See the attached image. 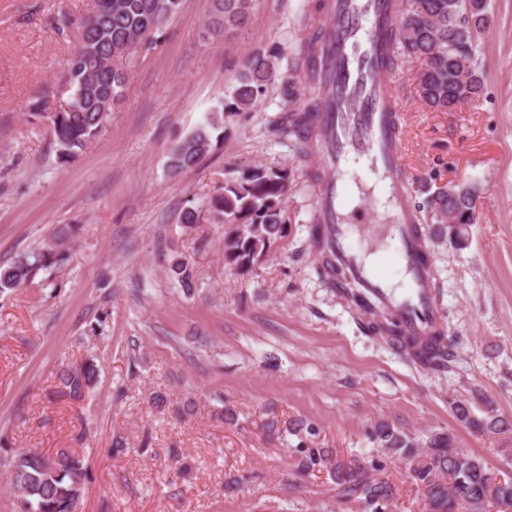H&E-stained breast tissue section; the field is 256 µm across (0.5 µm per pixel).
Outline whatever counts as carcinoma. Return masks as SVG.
<instances>
[{
  "mask_svg": "<svg viewBox=\"0 0 512 512\" xmlns=\"http://www.w3.org/2000/svg\"><path fill=\"white\" fill-rule=\"evenodd\" d=\"M180 0H94L91 17L81 19L79 46L67 61L57 95L62 104L48 112L50 136L63 162L86 150L106 129L114 112L113 104L123 102L128 82V67L108 68V60L131 62L152 44L142 41V30L153 22L154 31L163 29L176 13ZM258 0H210L201 29V38L248 28L256 15ZM490 0H470V9L460 0H406L405 12L393 47L394 59L420 60L419 92L423 101L437 112H451L457 102L474 103L483 90L482 73L477 62V42L489 25ZM331 36L326 30L305 41L287 59L289 77L282 83L288 105L275 121L277 132L288 139L301 158L309 157L313 143V121L334 101L332 88L319 82L313 61L321 42ZM279 74L274 61L256 52L241 64L230 102L211 113L205 124L188 134L172 150L168 168L172 173L195 167L212 149L214 133H224V113L247 112L275 83ZM308 85L309 97L299 101L291 90L293 79ZM290 176L287 171L254 166L241 178L227 180L221 191L211 197L207 210L218 224L229 225L224 235V262L243 274L258 258L270 251L287 235L285 201ZM453 210L467 224L474 223L477 205L469 193L453 200L443 191L434 192L427 202V213L437 224L448 223ZM316 272L322 282L335 288L339 270L314 230ZM70 255L57 243L50 248L23 254L7 265H0V294L19 287L40 269L59 268ZM170 276L192 293L190 263L183 257L169 261ZM393 342L396 326L381 315L365 325ZM411 357L435 372H445L453 358L447 336H436L429 345L416 349ZM99 369L90 358L67 366L57 374L56 396L70 402L88 398L98 380ZM457 419L474 428L495 430L501 421L488 416L476 418L465 403L454 405ZM379 448L390 450L414 463L411 477L431 512H452L456 503L492 499L512 505V480L493 478L485 462L457 447L453 433H432L425 438L406 434L382 424L372 435ZM302 472L325 469L346 497H356L367 512H377L381 504L393 498L386 481L366 475L358 463L335 459L327 448L302 446L295 457ZM10 483L16 491L17 512H78L84 494L87 471L75 448H65L50 457L22 454L12 459Z\"/></svg>",
  "mask_w": 512,
  "mask_h": 512,
  "instance_id": "cac0c4a2",
  "label": "carcinoma"
}]
</instances>
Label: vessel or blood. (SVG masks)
I'll return each instance as SVG.
<instances>
[{
	"label": "vessel or blood",
	"mask_w": 512,
	"mask_h": 512,
	"mask_svg": "<svg viewBox=\"0 0 512 512\" xmlns=\"http://www.w3.org/2000/svg\"><path fill=\"white\" fill-rule=\"evenodd\" d=\"M398 11L399 0H335L332 34L323 42L314 67L336 89L335 108L319 117L327 133L324 162L338 170L349 157L361 158L386 183L396 219L381 225L378 238L394 245L405 290L396 292L377 277L352 243L341 182H325L318 220L332 240L336 265L345 275L336 287L337 294L345 295L353 284L357 287L355 310H390L398 325L397 346L407 350L441 334L444 323L418 215L404 201L407 169L402 107L395 69L384 61Z\"/></svg>",
	"instance_id": "b4317fda"
}]
</instances>
